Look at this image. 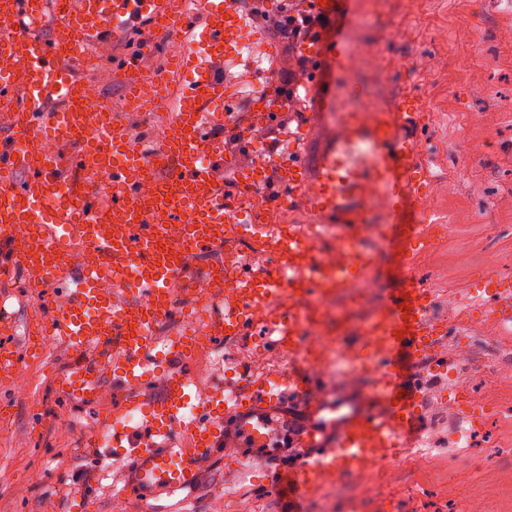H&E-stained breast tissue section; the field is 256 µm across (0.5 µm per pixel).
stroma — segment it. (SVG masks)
<instances>
[{"mask_svg":"<svg viewBox=\"0 0 512 512\" xmlns=\"http://www.w3.org/2000/svg\"><path fill=\"white\" fill-rule=\"evenodd\" d=\"M327 38L371 46L378 52L375 64L352 72L330 60L308 62V71H324L327 110L318 111L317 100L301 92L277 122L301 125L296 155L310 171L337 137L346 110L362 100L377 104L410 90L419 94L420 118L404 135L422 149L431 176L428 204L423 216L401 214L391 236L363 240V250L376 260L369 274L377 286L366 305H378L416 279L434 292L433 317L451 320L461 298L479 283L476 270L485 256L497 258L499 271L512 275V0H386L380 9L374 0H349ZM150 49L166 80L167 106L174 105L188 79L177 63V45L160 33ZM418 218L448 225L449 232L433 238L427 250L411 252L403 227ZM22 281L19 271L0 278V308L16 325L12 340L22 352L12 377L0 380V405L9 412L0 424V512H45L49 500L55 512H77L73 495L80 490L88 512H165L178 502L185 512H212L219 499L222 512H285L287 492L252 480L236 448L202 467L193 488L114 489L124 461L110 448L89 454L85 442L104 432L105 418L126 396L109 386L82 399L56 389L53 378L66 368L69 352L53 340L42 354H26L25 328L41 304ZM488 334L477 327L469 336V365L432 381L420 417L432 466L420 476L407 470L388 475L406 485L420 482L418 492L387 506L368 503V512H465L470 495L486 499L492 512H512V424L493 416L475 431L473 456L491 445L497 449L485 469L460 466L451 438L459 423L456 383L477 384L478 370L488 363L512 376V345L491 343ZM18 383L27 386L25 397H16ZM362 393V385L330 377L318 422L356 410Z\"/></svg>","mask_w":512,"mask_h":512,"instance_id":"obj_1","label":"stroma"}]
</instances>
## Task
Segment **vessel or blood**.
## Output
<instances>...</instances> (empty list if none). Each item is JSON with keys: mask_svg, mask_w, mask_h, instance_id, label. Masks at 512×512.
Masks as SVG:
<instances>
[{"mask_svg": "<svg viewBox=\"0 0 512 512\" xmlns=\"http://www.w3.org/2000/svg\"><path fill=\"white\" fill-rule=\"evenodd\" d=\"M48 0H0V101L18 116L0 140V275L39 267L54 299L46 306L51 333L68 346L72 363L54 383L76 398L105 381L125 389L122 416H140L137 426L114 433L127 473L135 484L190 486L204 464L226 442L242 441L260 449V473L300 498L315 495L330 477L359 475L380 460L414 447L426 399L418 366L455 370L456 352L444 345L447 333L465 335L473 313L484 322L512 328V278L487 271L479 289L469 290L461 316L453 325L435 321L428 290L420 284L385 298L368 317L374 340L372 355L346 342L330 360L344 373L368 379L371 388L362 408L338 422L335 442L307 428L294 445L301 455L295 468H273L270 448L279 435L274 407L288 397L318 408L322 373L304 364L300 336L317 297L349 284L351 267H367L373 258L360 246L351 225L363 218L364 205L384 201L390 215L423 212L425 171L416 144L403 129L421 110L418 95L403 94L363 118L343 124L335 142L321 155L314 176L293 159L277 166L255 163L241 170L243 191L264 187L273 209L303 204L326 223L335 237L311 234L297 224H263L251 237L252 251H275L280 270H254L231 224L243 212L242 194L224 190L218 167L236 160L226 132L270 128L278 105L267 92L255 93L247 109L238 106L239 86L252 80L250 60L237 53L249 35L253 53L270 54L266 34L250 29L239 0H196L184 11L182 0H58L50 38L39 28ZM141 25L143 37L162 32L183 42L182 65L191 71L178 106L168 116L154 161L127 134V119L111 106L84 99L83 81L65 63L79 50L98 44L104 32L120 31L128 22ZM200 40H192L194 30ZM315 59L337 62L351 53L320 37L304 46ZM147 54L116 60L113 75L125 81L128 98L152 93L144 80ZM63 103L45 109L48 97ZM99 114L92 139L80 136L88 110ZM78 142L69 156H42V140ZM25 171L22 182L11 179ZM74 170L84 182L70 203L54 199V190ZM109 183L111 203H97L98 181ZM29 248L18 252L17 239ZM93 247L95 266L65 265L67 254ZM217 251L235 259L236 289L224 296L223 316L207 320L215 343L256 335L267 353L287 355L288 365L257 370L236 367L243 382L216 385L196 394L182 371L197 339L181 336L170 343L162 372H154L159 326L179 309L195 305L201 286L218 289L215 266H197L202 252Z\"/></svg>", "mask_w": 512, "mask_h": 512, "instance_id": "1", "label": "vessel or blood"}]
</instances>
